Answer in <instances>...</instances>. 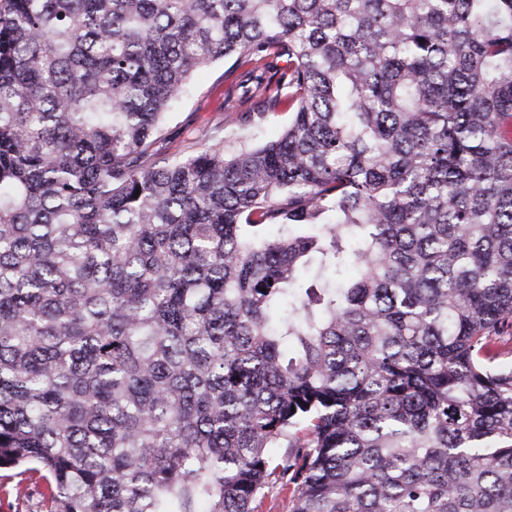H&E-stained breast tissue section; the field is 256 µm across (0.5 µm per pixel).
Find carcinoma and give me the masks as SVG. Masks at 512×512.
Wrapping results in <instances>:
<instances>
[{
    "label": "carcinoma",
    "instance_id": "1",
    "mask_svg": "<svg viewBox=\"0 0 512 512\" xmlns=\"http://www.w3.org/2000/svg\"><path fill=\"white\" fill-rule=\"evenodd\" d=\"M223 58L288 127L170 159ZM509 357L512 0H0V492L512 512ZM253 506H256L255 512H290L288 490L279 483L274 484Z\"/></svg>",
    "mask_w": 512,
    "mask_h": 512
}]
</instances>
